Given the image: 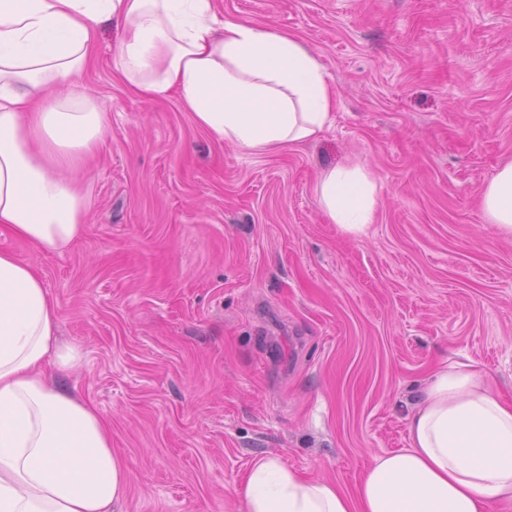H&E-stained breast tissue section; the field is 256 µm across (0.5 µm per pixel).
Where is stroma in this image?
I'll use <instances>...</instances> for the list:
<instances>
[{
    "instance_id": "obj_1",
    "label": "stroma",
    "mask_w": 512,
    "mask_h": 512,
    "mask_svg": "<svg viewBox=\"0 0 512 512\" xmlns=\"http://www.w3.org/2000/svg\"><path fill=\"white\" fill-rule=\"evenodd\" d=\"M298 36L335 93L313 141L250 153L172 94L116 79L106 26L83 81L111 132L81 180L83 235L57 252L0 236L58 307L63 379L128 464L121 512H244L252 460L347 493L408 445L444 359L512 403V235L481 194L512 163V0H216ZM367 166L377 216L354 238L316 196Z\"/></svg>"
}]
</instances>
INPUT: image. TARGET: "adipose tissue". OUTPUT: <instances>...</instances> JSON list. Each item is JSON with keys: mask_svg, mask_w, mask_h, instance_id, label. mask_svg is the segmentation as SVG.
I'll use <instances>...</instances> for the list:
<instances>
[{"mask_svg": "<svg viewBox=\"0 0 512 512\" xmlns=\"http://www.w3.org/2000/svg\"><path fill=\"white\" fill-rule=\"evenodd\" d=\"M123 23L114 70L143 96L175 92L217 139L270 152L317 137L334 97L302 39L219 18L215 0H0V231L55 250L78 238L85 197L68 170L109 134L82 82L106 25ZM331 223L360 237L378 183L360 164L316 186ZM488 224L512 234V164L484 190ZM58 309L36 269L0 250V512H114L128 466L107 423L44 367L73 366ZM407 448L375 457L355 494L279 456L251 463L245 512H489L512 505V403L471 364L442 363L423 386Z\"/></svg>", "mask_w": 512, "mask_h": 512, "instance_id": "1", "label": "adipose tissue"}]
</instances>
